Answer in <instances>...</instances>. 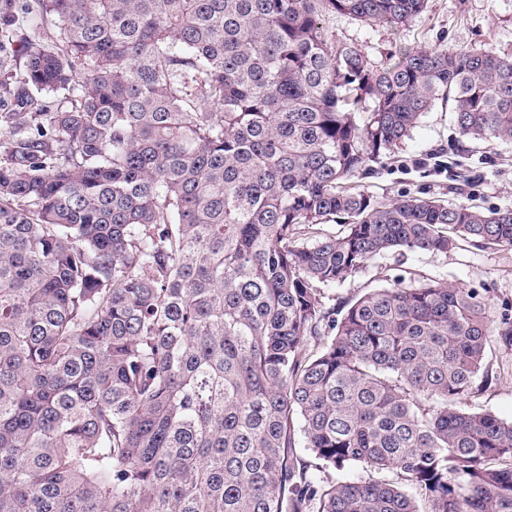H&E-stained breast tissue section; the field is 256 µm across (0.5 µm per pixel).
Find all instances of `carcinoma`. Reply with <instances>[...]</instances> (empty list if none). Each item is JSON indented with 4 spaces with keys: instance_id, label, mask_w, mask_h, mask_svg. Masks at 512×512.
I'll return each instance as SVG.
<instances>
[{
    "instance_id": "obj_1",
    "label": "carcinoma",
    "mask_w": 512,
    "mask_h": 512,
    "mask_svg": "<svg viewBox=\"0 0 512 512\" xmlns=\"http://www.w3.org/2000/svg\"><path fill=\"white\" fill-rule=\"evenodd\" d=\"M426 2L0 0V512H512V420L457 406L512 320L435 280L324 301L512 247L511 208L346 186L439 100L512 140V55L375 66L325 25ZM301 441L396 478L321 484ZM403 275L407 283L426 279L475 288L487 303L496 325L505 314L512 316V248L476 247L459 241L448 253L413 252L377 257L358 276L325 289L328 305L336 309L351 304L363 294L390 286Z\"/></svg>"
}]
</instances>
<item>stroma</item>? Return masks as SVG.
<instances>
[{"mask_svg":"<svg viewBox=\"0 0 512 512\" xmlns=\"http://www.w3.org/2000/svg\"><path fill=\"white\" fill-rule=\"evenodd\" d=\"M337 39L359 45L380 63L407 49L441 45L452 50L481 47L512 53V0H428L426 11L408 26L330 17ZM397 162L360 176L378 200L406 191L450 202L474 197L487 207L512 208V141L463 144L447 104H435L397 151ZM476 289L492 320L512 316V248L476 247L462 241L445 253L413 252L371 260L358 276L326 289L329 303L344 306L363 294L390 286L397 276ZM487 364L490 384L462 401L464 409L512 419V345L491 336Z\"/></svg>","mask_w":512,"mask_h":512,"instance_id":"obj_1","label":"stroma"}]
</instances>
